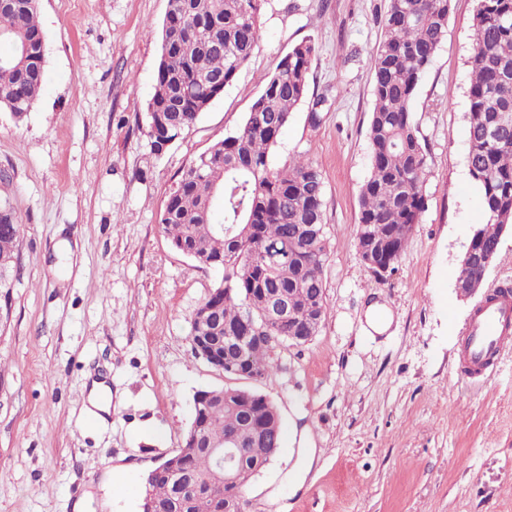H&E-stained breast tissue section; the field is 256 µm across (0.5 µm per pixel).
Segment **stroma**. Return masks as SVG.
I'll list each match as a JSON object with an SVG mask.
<instances>
[{
    "instance_id": "stroma-1",
    "label": "stroma",
    "mask_w": 512,
    "mask_h": 512,
    "mask_svg": "<svg viewBox=\"0 0 512 512\" xmlns=\"http://www.w3.org/2000/svg\"><path fill=\"white\" fill-rule=\"evenodd\" d=\"M387 4L267 0L247 65L157 153L145 112L159 37L147 29L161 27L167 0H39L40 96L23 121L0 110V208L23 224L16 275L0 288V512H140L143 478L181 446L195 392L234 383L188 341L219 275L176 252L158 217L182 172L235 131L306 39L308 100L274 161L305 155L322 174L325 314L311 341L274 348L271 375L239 383L271 399L282 423L277 455L244 488L249 512H512V350L481 382L466 381L461 362L485 294L512 287V236L482 292L455 291L484 220L466 161L477 0H454L412 104L426 208L397 272L374 275L355 244L370 170L369 58ZM373 303L391 318L385 332L367 323ZM95 379L112 391L100 424L86 414Z\"/></svg>"
}]
</instances>
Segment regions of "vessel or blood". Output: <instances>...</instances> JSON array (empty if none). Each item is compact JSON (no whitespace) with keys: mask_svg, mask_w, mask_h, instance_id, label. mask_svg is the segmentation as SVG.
<instances>
[{"mask_svg":"<svg viewBox=\"0 0 512 512\" xmlns=\"http://www.w3.org/2000/svg\"><path fill=\"white\" fill-rule=\"evenodd\" d=\"M512 348V296L499 294L483 302L466 331L464 357L473 374L480 375L490 362Z\"/></svg>","mask_w":512,"mask_h":512,"instance_id":"obj_1","label":"vessel or blood"}]
</instances>
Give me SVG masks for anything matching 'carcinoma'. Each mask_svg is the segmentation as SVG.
Returning a JSON list of instances; mask_svg holds the SVG:
<instances>
[{"label": "carcinoma", "instance_id": "carcinoma-1", "mask_svg": "<svg viewBox=\"0 0 512 512\" xmlns=\"http://www.w3.org/2000/svg\"><path fill=\"white\" fill-rule=\"evenodd\" d=\"M452 0H388L384 34L370 57L373 107L368 138L370 172L359 195L356 240L373 254L370 270L391 276L425 211L423 186L427 152L419 138L411 105L422 75L443 41ZM265 0H168L160 30V51L147 122H160L178 138L192 125L248 62L259 40ZM12 43L20 36L43 35L38 0H14L7 12ZM474 43L468 63L467 165L482 194L485 222L477 227V247L498 244L500 226L512 224V0H477ZM315 46L295 45L241 125L212 144L183 171L170 192L158 223L179 253L222 271L220 282L204 300L206 327L190 322L189 335L217 336L215 356L238 371L225 376L263 378L275 368L270 353L293 326L266 321L265 297L286 292L302 312L318 307L324 316L323 271L327 232L323 180L306 156L281 168L270 152L281 131L308 93ZM44 81V51L32 45L29 61L0 68V110L20 121L37 100ZM500 128L494 142L489 132ZM22 223L9 209L0 210V288L10 287L16 268ZM256 328L262 344L224 351V336ZM216 400L194 402L193 421L184 436V470L204 474L212 466L208 448L251 424L258 439L245 448L243 483L226 491L244 496V482L266 467L267 449L279 448L281 426L266 396L237 387L218 390ZM146 494L158 512H173L174 485L147 478ZM192 512H224V498L200 493Z\"/></svg>", "mask_w": 512, "mask_h": 512}]
</instances>
